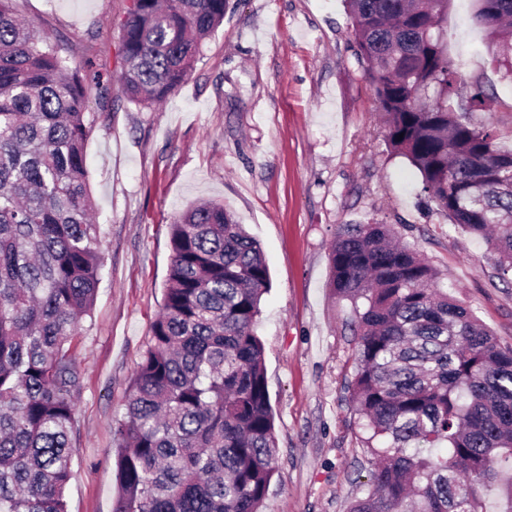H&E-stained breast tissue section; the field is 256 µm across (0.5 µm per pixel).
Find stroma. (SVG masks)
Masks as SVG:
<instances>
[{
    "label": "stroma",
    "instance_id": "obj_1",
    "mask_svg": "<svg viewBox=\"0 0 512 512\" xmlns=\"http://www.w3.org/2000/svg\"><path fill=\"white\" fill-rule=\"evenodd\" d=\"M129 0H13L70 64L119 73ZM475 0H449L448 58L462 94L479 83L475 112L512 147V80L492 63ZM356 54L343 0H229L186 81L144 108L112 85L90 101L85 152L104 265L76 340L81 372L69 512H112L116 444L130 379L150 341L171 257L169 226L200 201L230 208L261 244L271 290L262 300L277 436V473L263 512H346L369 465L346 382L355 341L347 302L330 288L339 225L390 224L429 260L440 282L505 345L512 284L496 257L421 194L419 172L385 139L373 86Z\"/></svg>",
    "mask_w": 512,
    "mask_h": 512
}]
</instances>
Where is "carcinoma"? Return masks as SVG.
Instances as JSON below:
<instances>
[{"label": "carcinoma", "mask_w": 512, "mask_h": 512, "mask_svg": "<svg viewBox=\"0 0 512 512\" xmlns=\"http://www.w3.org/2000/svg\"><path fill=\"white\" fill-rule=\"evenodd\" d=\"M0 0V512H68L80 373L75 340L101 279V227L86 164L91 92L112 73L71 67ZM387 142L450 223L512 272V149L462 112L443 47L448 0H345ZM228 0H130L119 74L138 106L165 102ZM493 60L512 73V0H478ZM404 137H399V134ZM387 224H345L331 244L334 294L350 303L347 385L369 455L348 512H486L512 472V345L439 286ZM171 259L151 341L130 384L112 512H262L276 472L263 344L270 274L260 244L220 203L170 225Z\"/></svg>", "instance_id": "carcinoma-1"}]
</instances>
